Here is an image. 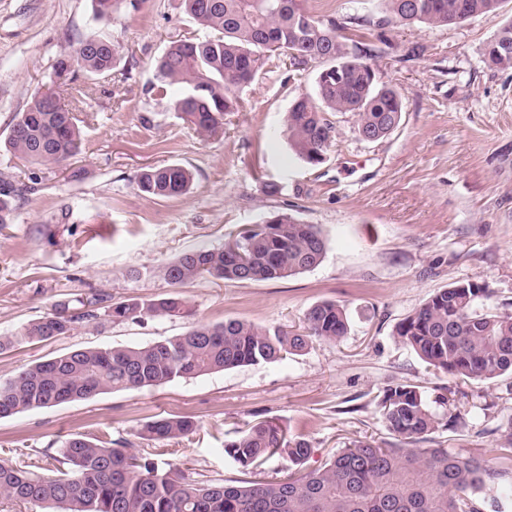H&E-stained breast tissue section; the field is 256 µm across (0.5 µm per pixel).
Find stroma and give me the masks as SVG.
<instances>
[{
	"label": "stroma",
	"instance_id": "stroma-1",
	"mask_svg": "<svg viewBox=\"0 0 512 512\" xmlns=\"http://www.w3.org/2000/svg\"><path fill=\"white\" fill-rule=\"evenodd\" d=\"M317 15L347 24L354 42L384 37L372 57L380 80L403 101L398 128L363 140L351 112H333L334 140L321 164L295 156L285 115L314 90L315 66L269 61L238 90V111L224 134L201 137L173 109L178 89L155 94L154 62L194 22L181 0H119L93 16V0H0V172L21 192L12 224L0 228V336L60 302L99 293L119 301L155 298L172 287L159 265L185 250L220 246L261 220L288 214L315 224L326 240L319 265L282 280L199 279L180 288L193 313L103 327L83 323L69 335L0 351V380L23 366L79 348L137 347L186 333L196 323L240 319L264 328L301 330L307 310L333 300L349 317L346 336L316 341L272 363L177 379L158 387L107 392L87 400L0 419V459L23 460L55 475L56 456L74 434L132 440L157 416L199 423L171 441L169 462L191 479L259 480L288 471L275 457L243 474L224 457L237 431L266 419L309 441L305 470L322 468L356 441L396 445L374 398L409 382L426 392L439 426L422 442L498 469L496 446L512 425V378L460 382L428 368L395 329L435 292L457 282L488 284L491 306L512 313V67L491 68L484 49L512 20V0L494 16L447 27L381 24L372 0H307ZM108 33L121 57L79 113V154L58 166L22 164L5 148L17 113L34 91L57 90L54 64L82 37ZM179 164L194 177L176 198H150L137 187L150 167ZM279 187L269 194L267 184ZM462 412L457 428L450 413Z\"/></svg>",
	"mask_w": 512,
	"mask_h": 512
}]
</instances>
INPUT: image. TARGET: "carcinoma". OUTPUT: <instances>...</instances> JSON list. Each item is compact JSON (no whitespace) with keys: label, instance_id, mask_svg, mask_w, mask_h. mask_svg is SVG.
I'll list each match as a JSON object with an SVG mask.
<instances>
[{"label":"carcinoma","instance_id":"cac0c4a2","mask_svg":"<svg viewBox=\"0 0 512 512\" xmlns=\"http://www.w3.org/2000/svg\"><path fill=\"white\" fill-rule=\"evenodd\" d=\"M393 19L406 24H457L498 12L503 0H378ZM199 35L173 42L156 63L157 93L178 86L174 110L207 137L224 133V114L239 107L236 90L251 84L273 56L297 67L318 65L315 90L299 95L287 114L296 157L317 165L331 146L328 112H353L357 131L377 141L398 127L403 105L393 88L379 83L368 62L375 48H349L336 19L313 14L305 0H182ZM118 50L106 34L78 42L54 66L74 101L86 103L94 87L77 82L112 76ZM490 67H512V20L502 24L485 49ZM81 130L70 110L52 93H36L18 113L6 146L32 164L59 165L79 148ZM193 181L187 168H149L138 177L149 197L185 194ZM19 188L0 172V227L13 222ZM219 248L188 250L158 268L172 286L202 279L280 280L304 273L322 261L326 242L314 224L286 214L239 232ZM486 283L457 282L431 296L396 327L395 335L435 370L462 380L512 376V314L477 306L493 297ZM84 310L58 303L25 324L14 336H0V350L67 336L83 322L96 324L182 318L190 313L178 292L154 299L110 302L94 294L79 301ZM306 331H271L239 319L199 323L181 336L142 347L84 348L36 361L0 382V418L84 400L101 393L156 387L243 365L270 363L306 351L313 341H337L348 332L344 309L321 301L305 315ZM377 403L387 430L405 447L358 441L339 449L321 469L290 472L269 480L197 482L169 462L130 452L129 440L78 434L59 448L53 477L26 465L0 461V497L57 512H484L479 491L512 474V431L498 448L503 465L488 470L475 457L446 448H417L438 427L427 397L411 383L384 388ZM197 428L192 416H158L136 437L164 443ZM309 442L273 420H262L224 444V454L246 471L274 456L303 465Z\"/></svg>","mask_w":512,"mask_h":512}]
</instances>
